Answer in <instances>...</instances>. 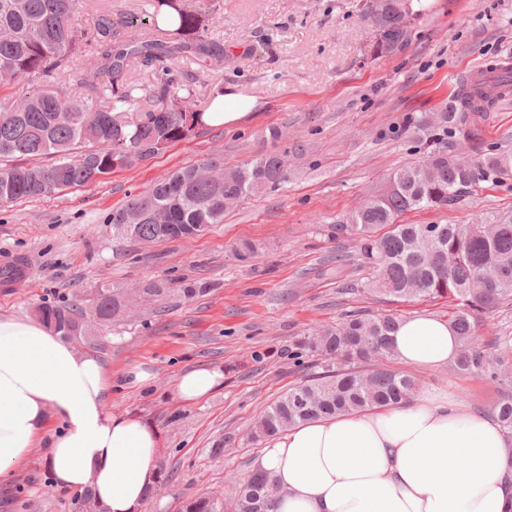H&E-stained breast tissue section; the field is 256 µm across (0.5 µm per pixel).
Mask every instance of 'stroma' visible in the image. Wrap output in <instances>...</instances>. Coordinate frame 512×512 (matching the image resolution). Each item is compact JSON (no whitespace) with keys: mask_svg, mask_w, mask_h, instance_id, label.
I'll return each instance as SVG.
<instances>
[{"mask_svg":"<svg viewBox=\"0 0 512 512\" xmlns=\"http://www.w3.org/2000/svg\"><path fill=\"white\" fill-rule=\"evenodd\" d=\"M220 5L213 36L224 47V65L181 60L179 83L199 105L214 85L234 88L252 104L244 117L198 128L104 182L0 205V266L17 259L27 266L0 287V316H30L40 305H84L97 289L159 278L209 288L191 300L177 291L101 331L97 353L112 379L109 409L151 420L161 434L158 460L174 473L142 512H177L196 495L237 493L261 450L248 439L254 418L305 372L288 357L302 334L360 307L447 320L444 300L349 291L367 274L357 247L347 238H328L322 227L363 206L392 172L422 160L427 147L405 133L408 117L451 100L462 75H490L512 61V0H421L403 47L379 58L370 54L376 28L364 0ZM479 125L486 149L512 151V91ZM273 127L282 133L275 141ZM270 150L285 154L287 184L242 201L207 234L159 244L113 238V208L176 169L209 156L240 165ZM510 210L512 177L480 183L452 208L413 211L402 221L472 224ZM245 240L265 246L246 262L233 253ZM135 366L150 374L138 387L125 376ZM201 366L223 368V385L199 402L170 398L175 378ZM420 376L476 416L497 397L495 387L477 377L445 369H424ZM223 436L229 445L212 455ZM72 497L55 489L38 450L11 484L0 485V512H72Z\"/></svg>","mask_w":512,"mask_h":512,"instance_id":"35a3bbf8","label":"stroma"}]
</instances>
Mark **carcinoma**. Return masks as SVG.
Listing matches in <instances>:
<instances>
[{
    "instance_id": "obj_1",
    "label": "carcinoma",
    "mask_w": 512,
    "mask_h": 512,
    "mask_svg": "<svg viewBox=\"0 0 512 512\" xmlns=\"http://www.w3.org/2000/svg\"><path fill=\"white\" fill-rule=\"evenodd\" d=\"M79 0H0V89L27 79L36 87L20 97L0 93V204L94 184L112 171L163 153L205 126L204 112L217 111L224 88L213 89L204 107L179 94L175 62L207 56L224 61V48L210 39L218 0H154L141 16L102 15L94 26L72 23ZM379 39L373 55L399 50L408 29L391 13L370 14ZM144 25L149 36L129 40L126 29ZM96 52L95 66L80 97L61 87L73 57ZM139 64L156 69L148 86L128 80ZM512 76L464 83L439 112L410 118L411 136L425 143L455 131L475 150L468 157L436 147L418 163L390 174L386 186L343 220L326 226L328 237L356 241L371 277L360 292L398 298L446 299L448 325L459 349L448 368L461 378L481 377L498 389L486 409L512 441V332L489 342L476 333L484 314L512 306V214L480 224H402L412 211L446 209L480 182L512 176V153L478 150L477 118ZM54 163L44 165L41 159ZM288 181L284 157L262 153L226 169L209 157L179 169L123 206L108 223L121 239L142 243L201 236L241 200L276 191ZM172 292L170 281L127 288H101L89 307L39 306L38 318L66 339L85 345L98 341L93 328L124 321L138 303H155ZM399 319L389 313L351 310L333 326L318 328L295 342L288 355H306L316 370L272 401L250 434L259 442L299 423L363 411L402 407L420 390L410 372L394 371L389 333ZM278 487L266 474L252 472L240 485L230 512H271ZM214 495L183 501L178 512H219Z\"/></svg>"
}]
</instances>
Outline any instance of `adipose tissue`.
<instances>
[{
    "mask_svg": "<svg viewBox=\"0 0 512 512\" xmlns=\"http://www.w3.org/2000/svg\"><path fill=\"white\" fill-rule=\"evenodd\" d=\"M391 348L403 364L439 368L458 352L446 322H399ZM224 379L200 367L176 378L196 402ZM101 359L40 320L0 316V483L33 449L45 451L62 490H86L104 512H140L156 484L157 427L107 409ZM59 422L52 430L51 422ZM280 489L273 512H507L512 446L499 426L435 390L394 409H368L293 426L268 438L254 462Z\"/></svg>",
    "mask_w": 512,
    "mask_h": 512,
    "instance_id": "ef3b65f1",
    "label": "adipose tissue"
}]
</instances>
